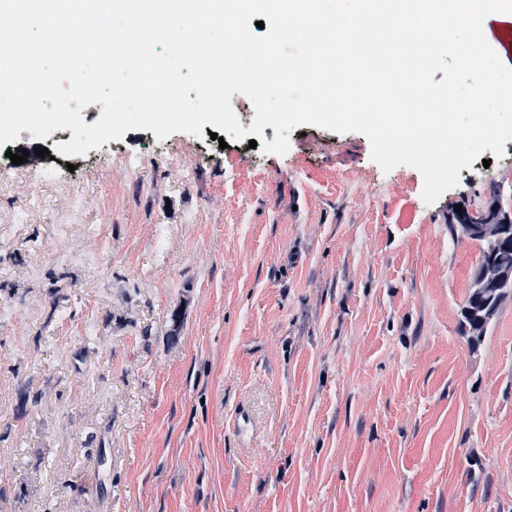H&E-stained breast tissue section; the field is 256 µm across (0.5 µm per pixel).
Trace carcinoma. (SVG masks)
<instances>
[{"instance_id":"carcinoma-1","label":"carcinoma","mask_w":512,"mask_h":512,"mask_svg":"<svg viewBox=\"0 0 512 512\" xmlns=\"http://www.w3.org/2000/svg\"><path fill=\"white\" fill-rule=\"evenodd\" d=\"M494 204L495 211L469 217V223L475 225L471 239L480 244V260L461 309L459 327L474 343L482 340L504 299L512 295V278L500 277L502 272L512 271V245L502 242L512 235V210L500 205L497 198Z\"/></svg>"}]
</instances>
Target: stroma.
<instances>
[{"label": "stroma", "mask_w": 512, "mask_h": 512, "mask_svg": "<svg viewBox=\"0 0 512 512\" xmlns=\"http://www.w3.org/2000/svg\"><path fill=\"white\" fill-rule=\"evenodd\" d=\"M203 130L0 147V512H512V298L461 335L448 226L512 140L429 205L358 132Z\"/></svg>", "instance_id": "obj_1"}]
</instances>
